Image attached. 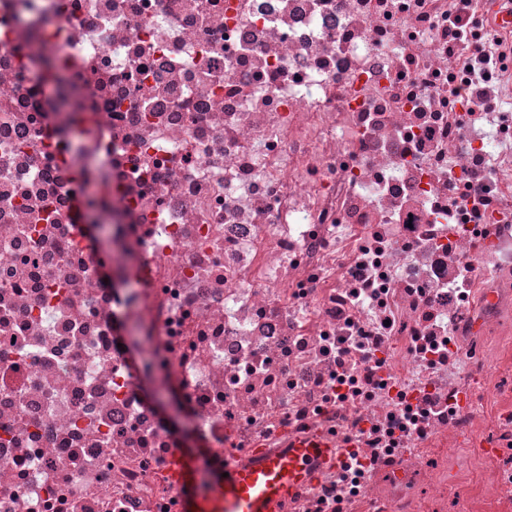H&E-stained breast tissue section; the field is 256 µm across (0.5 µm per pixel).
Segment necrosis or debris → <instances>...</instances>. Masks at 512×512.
<instances>
[{
    "mask_svg": "<svg viewBox=\"0 0 512 512\" xmlns=\"http://www.w3.org/2000/svg\"><path fill=\"white\" fill-rule=\"evenodd\" d=\"M129 343L207 482L512 512V0H0V512H183ZM40 71L46 84L60 90L66 85V73L60 65L58 58L45 56L39 58ZM171 424L181 432L180 451L199 461L207 455L206 445L193 433L187 415L174 397L165 396L160 400ZM321 453L332 458L326 445H299L288 456L267 460L261 466L224 471L214 491H190L185 512H278L279 503L309 476L308 456Z\"/></svg>",
    "mask_w": 512,
    "mask_h": 512,
    "instance_id": "necrosis-or-debris-1",
    "label": "necrosis or debris"
}]
</instances>
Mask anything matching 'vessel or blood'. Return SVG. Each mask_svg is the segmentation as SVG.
Returning <instances> with one entry per match:
<instances>
[{"label":"vessel or blood","instance_id":"1","mask_svg":"<svg viewBox=\"0 0 512 512\" xmlns=\"http://www.w3.org/2000/svg\"><path fill=\"white\" fill-rule=\"evenodd\" d=\"M331 456L327 446L301 445L288 456L267 460L261 466L229 471L214 491H196L197 467L185 456L174 462L175 478L188 494L184 512H278L279 503L308 476L305 460L314 454Z\"/></svg>","mask_w":512,"mask_h":512}]
</instances>
